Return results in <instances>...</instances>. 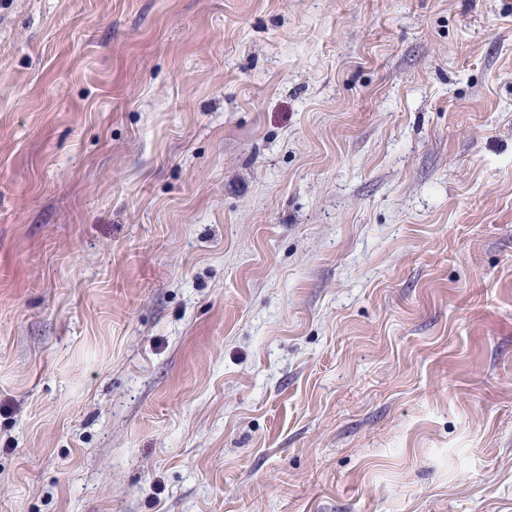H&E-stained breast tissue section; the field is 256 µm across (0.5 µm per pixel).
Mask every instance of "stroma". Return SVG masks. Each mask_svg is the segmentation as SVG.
Segmentation results:
<instances>
[{"label":"stroma","instance_id":"1","mask_svg":"<svg viewBox=\"0 0 512 512\" xmlns=\"http://www.w3.org/2000/svg\"><path fill=\"white\" fill-rule=\"evenodd\" d=\"M0 512H512V0H0Z\"/></svg>","mask_w":512,"mask_h":512}]
</instances>
